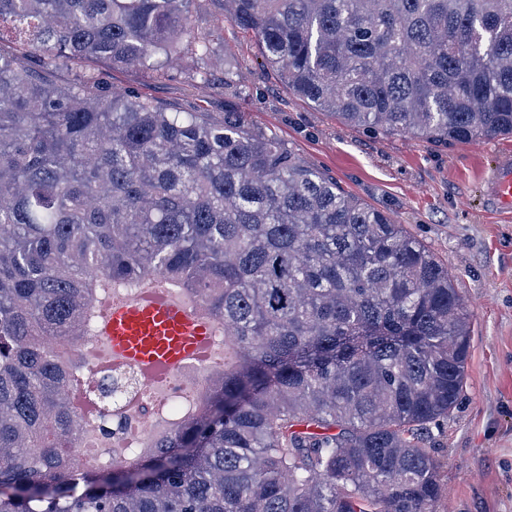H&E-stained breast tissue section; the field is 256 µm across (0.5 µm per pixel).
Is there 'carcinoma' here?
I'll list each match as a JSON object with an SVG mask.
<instances>
[{"mask_svg":"<svg viewBox=\"0 0 512 512\" xmlns=\"http://www.w3.org/2000/svg\"><path fill=\"white\" fill-rule=\"evenodd\" d=\"M199 0H0V512H438L429 424L461 392L470 314L401 224L244 112L105 84L220 61ZM283 85L438 146L512 136V0H212ZM79 66L61 83L60 70ZM198 296L238 360L132 462L72 454V336L112 288Z\"/></svg>","mask_w":512,"mask_h":512,"instance_id":"1","label":"carcinoma"}]
</instances>
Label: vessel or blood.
<instances>
[{
	"mask_svg": "<svg viewBox=\"0 0 512 512\" xmlns=\"http://www.w3.org/2000/svg\"><path fill=\"white\" fill-rule=\"evenodd\" d=\"M486 191L497 208L512 210L511 158L499 159L490 170ZM208 328L204 316L171 296L162 300H118L103 318L100 343L118 359L176 367L189 362Z\"/></svg>",
	"mask_w": 512,
	"mask_h": 512,
	"instance_id": "obj_1",
	"label": "vessel or blood"
}]
</instances>
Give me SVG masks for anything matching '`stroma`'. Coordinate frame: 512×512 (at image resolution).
Instances as JSON below:
<instances>
[{"label": "stroma", "mask_w": 512, "mask_h": 512, "mask_svg": "<svg viewBox=\"0 0 512 512\" xmlns=\"http://www.w3.org/2000/svg\"><path fill=\"white\" fill-rule=\"evenodd\" d=\"M198 26L232 62V78L212 67L203 93L183 73L115 68L104 71L105 82L178 111L248 113L447 265L470 312L471 349L456 406L430 427L445 488L440 512H512V214L488 203L483 184L484 173L512 155V138L442 147L344 124L287 90L252 35L224 20L211 0L200 6Z\"/></svg>", "instance_id": "stroma-1"}]
</instances>
